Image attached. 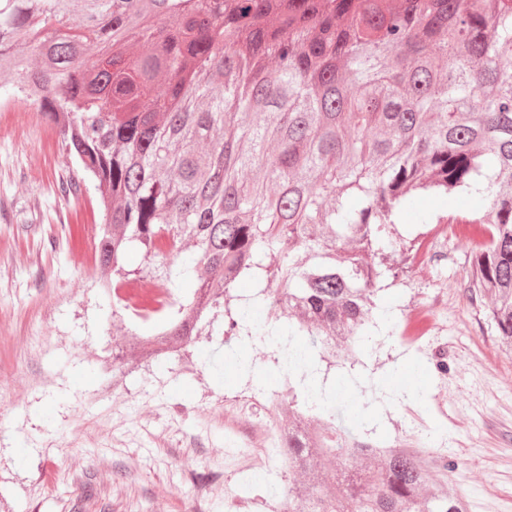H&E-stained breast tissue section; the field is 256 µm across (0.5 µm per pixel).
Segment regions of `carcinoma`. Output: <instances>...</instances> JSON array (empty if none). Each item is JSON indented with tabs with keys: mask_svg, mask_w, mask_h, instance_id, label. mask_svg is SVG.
I'll list each match as a JSON object with an SVG mask.
<instances>
[{
	"mask_svg": "<svg viewBox=\"0 0 512 512\" xmlns=\"http://www.w3.org/2000/svg\"><path fill=\"white\" fill-rule=\"evenodd\" d=\"M506 60L512 0H0V74L97 182L112 315L143 277L125 259L158 263L149 276L165 296L144 310L163 325L131 350L176 356L222 312L225 346L271 344L326 413L288 403L285 462L313 486L288 488L283 512H468L443 489L446 468L421 494L429 451L377 452L336 426V393L311 381L336 342L353 352L370 335L379 284L416 259H392L384 234L418 191L477 198L469 297L490 300L512 350ZM246 169L259 177L241 179ZM242 279L256 284L247 297L233 293Z\"/></svg>",
	"mask_w": 512,
	"mask_h": 512,
	"instance_id": "1",
	"label": "carcinoma"
}]
</instances>
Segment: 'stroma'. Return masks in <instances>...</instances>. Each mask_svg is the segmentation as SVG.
<instances>
[{
  "instance_id": "1",
  "label": "stroma",
  "mask_w": 512,
  "mask_h": 512,
  "mask_svg": "<svg viewBox=\"0 0 512 512\" xmlns=\"http://www.w3.org/2000/svg\"><path fill=\"white\" fill-rule=\"evenodd\" d=\"M13 94L0 79V512H224L223 487L257 512H281L279 499L246 487L249 451L225 435L214 408L249 383L233 372L223 337L201 334L103 394L125 327L98 286L99 194L89 180L63 191L76 163L37 104ZM475 206L465 192L426 196L400 217L397 233L432 238L433 259L379 292L394 316L362 353L320 369L328 385L359 382L336 414L356 420L360 437L428 434L468 512H512V354L471 303L472 247L446 223ZM428 305L433 331L403 344L406 318ZM405 361L419 375L399 371ZM181 438L196 447H176Z\"/></svg>"
}]
</instances>
